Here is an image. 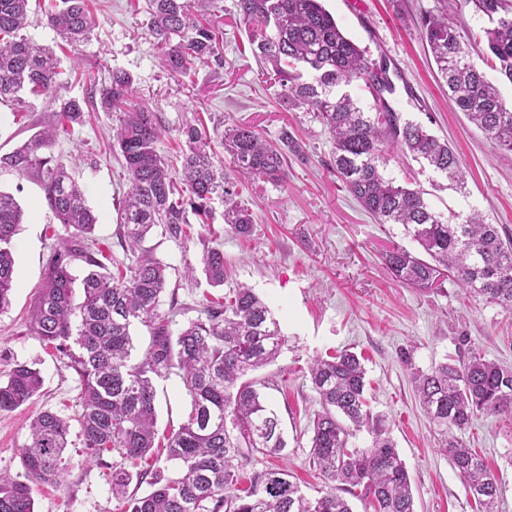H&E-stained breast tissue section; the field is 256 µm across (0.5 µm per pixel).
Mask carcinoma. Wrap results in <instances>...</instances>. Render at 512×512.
Segmentation results:
<instances>
[{
    "instance_id": "carcinoma-1",
    "label": "carcinoma",
    "mask_w": 512,
    "mask_h": 512,
    "mask_svg": "<svg viewBox=\"0 0 512 512\" xmlns=\"http://www.w3.org/2000/svg\"><path fill=\"white\" fill-rule=\"evenodd\" d=\"M47 26L67 43L89 39L96 20L86 0H43ZM221 0H148L147 28L161 50V63L172 75L186 77L198 64L222 67L215 25L204 21L222 11ZM494 21L484 30L481 61L512 82V0H465ZM252 52L271 69L286 112H311L327 129L333 145V170L346 190L380 224H400L429 256L407 249L385 254L392 279L420 290L440 289L447 280L458 287L512 309V238L503 239L495 224L473 213L451 223L433 210L421 186L397 182L387 174L396 153L408 154L461 189L465 175L454 149L419 122L404 119L385 104L382 92L395 86L384 65L377 64L347 37L322 0H238ZM30 0H0V102L16 111L31 106L28 97L60 102L58 124H80L86 101L65 98L71 74L50 46L23 33ZM463 14L429 12L419 30L448 100L499 149L512 153V104L472 60L471 39L464 36ZM310 79H304V74ZM361 80L374 104L363 107L347 90ZM132 80L113 71L99 89L101 108L112 113V145L119 150L129 181L119 209L120 240L135 263L103 271L91 255L81 279L83 300L75 301L71 265L77 249L61 247L49 256L43 283L30 313V332L70 361L82 393L76 417L90 458L112 454V496L123 512H353L342 493L359 494L374 512H415L405 463L391 439L385 419L372 415L365 397L366 370L357 354L343 350L309 366L320 410L313 419L311 459L324 488L306 496L283 468L256 473L241 486L239 467L253 452L280 454L287 443L276 412L257 388L243 380L272 363L285 343L279 323L252 289L240 286L210 301L201 316L177 334L159 319L166 289L167 265L143 247L154 229L175 240L185 237L187 213L207 214L214 195L224 198V223L239 236L250 232L252 215L236 200L232 182L216 163L213 140L224 146L237 171L263 181L288 180V154L302 151L283 129L268 141L251 126L210 130L185 123L178 130L185 151L173 174L156 148L163 128L154 112L130 101ZM51 126L18 149L0 154V170L33 172L42 178L49 204L60 223L88 239L98 217L67 167L43 150L51 146ZM22 209L0 191V313L10 305L14 286V238ZM203 273L214 287L224 285V251L210 247L202 256ZM159 320L141 361L131 360V334L137 323ZM180 377L191 399L187 420L166 437L167 467L139 469L155 448L154 379ZM419 403L441 436V451L466 482L485 512H495L501 489L483 460L463 438L479 416L512 419V367L491 362L477 351L458 363L438 362L415 373ZM40 370L14 363L0 381V412L14 411L40 394ZM371 437L364 448L350 445L359 431ZM71 418L50 410L30 424L22 446L23 473L0 474V512H37L35 485L64 480ZM147 484L144 495L131 484Z\"/></svg>"
}]
</instances>
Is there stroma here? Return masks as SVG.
Listing matches in <instances>:
<instances>
[{
  "label": "stroma",
  "mask_w": 512,
  "mask_h": 512,
  "mask_svg": "<svg viewBox=\"0 0 512 512\" xmlns=\"http://www.w3.org/2000/svg\"><path fill=\"white\" fill-rule=\"evenodd\" d=\"M98 20L91 37L63 46V68H76L69 94L81 98L90 83L108 82L113 70L133 78V100L160 113L164 132L158 152L175 159L178 130L188 122L230 127L246 124L266 139L288 130L302 146L288 158L283 185L238 174L232 160L224 172L237 185L241 201L253 213L250 236L241 237L224 222V204L214 199L208 223L186 226L187 241L153 235L147 242L167 266V286L160 317L170 318L171 332L197 319L207 299L241 285L267 303L279 321L286 343L280 356L254 372L269 381L266 394L279 415L287 441L280 456L253 455L242 466L245 476L278 466L294 474L306 494L323 484L309 463L312 420L319 408L308 378L311 360L348 349L362 354L373 412L383 414L409 471L416 512H480L463 479L440 452L429 421L420 408L414 372L432 363L466 358L479 350L486 359L512 366V310L467 293L453 282L421 291L394 282L383 264L387 251L418 245L402 225L379 224L348 193L332 172V141L310 112H286L280 89L267 82L239 20L238 0H222L215 20L224 66L198 68L191 83L159 65L158 48L149 35L146 0H88ZM324 0L344 32L366 47L369 57L386 62L396 87L392 107L403 117L429 127L457 151L466 173L463 190L433 187L434 173L409 158L391 162L397 181L415 178L427 190L432 207L443 213L479 212L501 235L512 236V155L500 152L454 110L448 88L417 27L428 11L462 12L468 31L490 28L469 0ZM59 105L38 98L32 109L14 112L0 103V153L12 151L52 122ZM112 115L89 110L82 124L58 129L48 152L66 164L83 187L99 220L93 237L96 258L114 269L132 263L119 244L118 208L128 188L120 155L110 150ZM0 190L12 193L23 210L15 238L16 276L11 305L0 313V374L14 362L36 364L43 377L39 396L22 407L0 413V472L22 471L21 447L31 420L44 410L75 416L80 410V380L66 358L29 331V314L42 284L50 253L73 240L60 224L36 174L0 171ZM224 251V284L214 287L203 273L187 278V265H200L205 247ZM157 427L182 423L190 399L177 376L157 379ZM469 441L497 477L502 489L500 512H512V419L485 415L466 430ZM72 466L61 485L33 490L37 512H116L108 465L85 460L78 434H71Z\"/></svg>",
  "instance_id": "stroma-1"
}]
</instances>
